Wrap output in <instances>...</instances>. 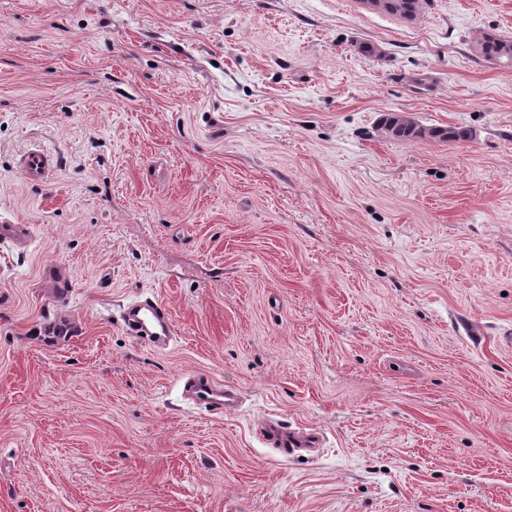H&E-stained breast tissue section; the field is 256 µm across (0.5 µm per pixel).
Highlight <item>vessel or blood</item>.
Returning <instances> with one entry per match:
<instances>
[{"mask_svg":"<svg viewBox=\"0 0 512 512\" xmlns=\"http://www.w3.org/2000/svg\"><path fill=\"white\" fill-rule=\"evenodd\" d=\"M57 159L51 152L35 147L21 154L18 171L26 182H47L57 169ZM121 326L128 336L144 340L154 348H166L174 336V323L169 307L162 301L145 297L127 303L120 314ZM182 392L187 400L205 405L213 413L234 410L239 403L235 388L217 382L209 375L186 372L180 377ZM265 443L272 448L291 454L295 449L319 445L318 436H301L272 423L262 433Z\"/></svg>","mask_w":512,"mask_h":512,"instance_id":"1","label":"vessel or blood"}]
</instances>
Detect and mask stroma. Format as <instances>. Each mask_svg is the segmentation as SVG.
<instances>
[{
    "instance_id": "35a3bbf8",
    "label": "stroma",
    "mask_w": 512,
    "mask_h": 512,
    "mask_svg": "<svg viewBox=\"0 0 512 512\" xmlns=\"http://www.w3.org/2000/svg\"><path fill=\"white\" fill-rule=\"evenodd\" d=\"M487 33L512 0H0V225L28 230L0 237V512H512ZM387 112L477 136L391 140ZM140 296L168 349L122 329ZM192 371L238 407L185 401ZM274 420L323 441L281 454ZM57 158L51 152L35 147L20 155L18 171L28 183H45L57 170ZM120 321L128 336L145 340L156 349L166 348L174 336V323L169 307L152 297L127 303L122 308Z\"/></svg>"
}]
</instances>
